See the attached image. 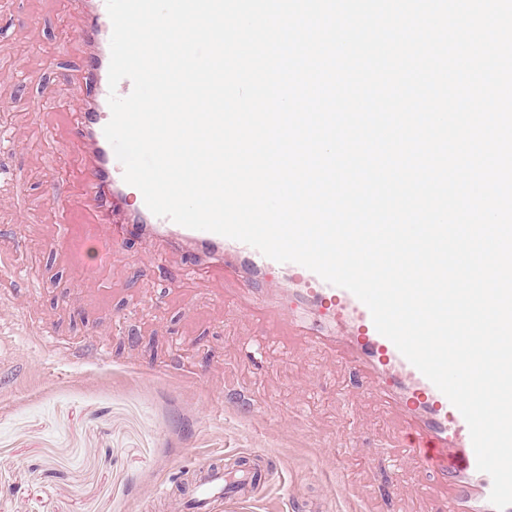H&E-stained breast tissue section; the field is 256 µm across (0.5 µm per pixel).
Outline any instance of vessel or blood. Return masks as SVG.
Masks as SVG:
<instances>
[{"label":"vessel or blood","instance_id":"vessel-or-blood-1","mask_svg":"<svg viewBox=\"0 0 512 512\" xmlns=\"http://www.w3.org/2000/svg\"><path fill=\"white\" fill-rule=\"evenodd\" d=\"M65 7L84 18L75 41L81 60L78 102L74 111L56 113L50 127L66 144L81 185L78 206L58 204L62 219L56 235L66 245L68 263L86 271V247L94 241L99 264H111L129 232L146 247L165 245L191 260H211L218 275L236 284L239 313L261 320L269 335L325 348L356 370L369 395L398 421L390 447L413 460L418 472L434 474L427 492L430 512H497L490 501L492 479L477 468L462 414L377 331L354 294L302 265L276 262L245 243L149 211L140 190L124 181V168L103 132L111 118L110 91L125 96L132 90L127 79L117 88L108 86L112 23L106 0H65ZM273 479V466L251 452L235 455L229 465L204 459L192 471L186 508L224 512L255 498Z\"/></svg>","mask_w":512,"mask_h":512}]
</instances>
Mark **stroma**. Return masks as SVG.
<instances>
[{
	"mask_svg": "<svg viewBox=\"0 0 512 512\" xmlns=\"http://www.w3.org/2000/svg\"><path fill=\"white\" fill-rule=\"evenodd\" d=\"M80 26L59 0L0 10V122L18 131L0 151L14 175L0 190V246L26 245L23 279L0 304V512H154L199 458L246 451L278 476L227 512H292L296 498L333 512H420L412 464L381 455L394 420L325 351L233 313L232 295L214 296L223 280L203 274L176 294L179 254L134 236L105 270L94 245L95 273L78 278L64 263L54 197L79 188L38 117L77 103V59L54 51ZM31 307L44 322L38 343L23 325ZM60 341L85 345L87 359L62 361Z\"/></svg>",
	"mask_w": 512,
	"mask_h": 512,
	"instance_id": "stroma-1",
	"label": "stroma"
}]
</instances>
